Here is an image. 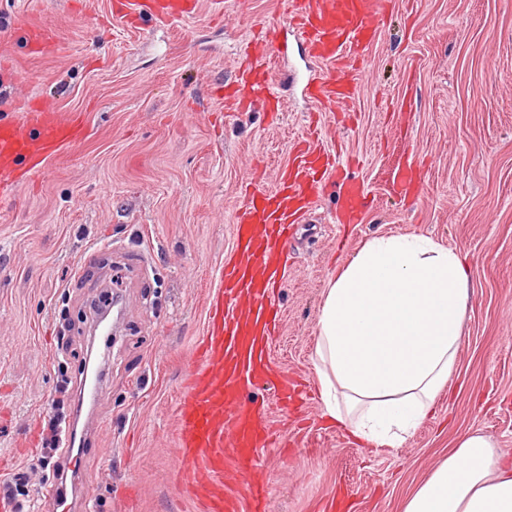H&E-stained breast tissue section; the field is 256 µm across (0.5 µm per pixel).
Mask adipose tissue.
Masks as SVG:
<instances>
[{
    "mask_svg": "<svg viewBox=\"0 0 512 512\" xmlns=\"http://www.w3.org/2000/svg\"><path fill=\"white\" fill-rule=\"evenodd\" d=\"M467 297L453 249L409 234L364 243L324 293L314 362L324 417L357 441L399 447L448 382ZM403 512H512V467L484 436L463 435Z\"/></svg>",
    "mask_w": 512,
    "mask_h": 512,
    "instance_id": "1",
    "label": "adipose tissue"
}]
</instances>
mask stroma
Wrapping results in <instances>:
<instances>
[{
    "mask_svg": "<svg viewBox=\"0 0 512 512\" xmlns=\"http://www.w3.org/2000/svg\"><path fill=\"white\" fill-rule=\"evenodd\" d=\"M112 3L0 0V119L46 100L86 129L0 204V481L31 468L17 448H41L91 356L104 382L86 425L85 512H193L170 480L176 405L215 271L233 254L246 186L275 189L314 131L371 207L362 223H337L330 188L295 228L271 357L311 397L286 415L268 402L288 443L287 456H262L268 512H318L339 492L357 512H403L469 432L512 465V0H391L349 106L325 109L284 83L280 112L227 109L212 87L254 35L288 23L290 0H229L221 14L200 0L193 17L133 27ZM27 25L55 29L59 49L32 53ZM405 162L418 195L390 188ZM388 234L455 250L469 277L448 385L389 453L324 422L314 368L328 280Z\"/></svg>",
    "mask_w": 512,
    "mask_h": 512,
    "instance_id": "obj_1",
    "label": "stroma"
}]
</instances>
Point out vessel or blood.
<instances>
[{"instance_id":"1","label":"vessel or blood","mask_w":512,"mask_h":512,"mask_svg":"<svg viewBox=\"0 0 512 512\" xmlns=\"http://www.w3.org/2000/svg\"><path fill=\"white\" fill-rule=\"evenodd\" d=\"M389 0H293L289 30L317 66L301 81L314 102L346 106L355 91L354 71L373 41ZM197 0H118L116 14L136 22L145 15L170 22L194 14ZM288 48L280 30L267 28L250 47L237 82L225 88L227 105L278 112L271 96L275 68ZM327 65L320 73L318 65ZM80 114L31 107L0 120V200L10 199L20 181L38 174L62 149L83 136ZM322 157L312 146L297 150L283 168L274 191L251 188L236 215L234 254L217 269L202 336L194 349L176 408L174 472L195 512H266L265 450L276 448V432L266 415V395L288 407L303 397L301 384L272 370L269 349L279 334V289L288 270L289 229L321 187ZM343 223H360L369 193L350 178L338 186ZM76 424H67L60 445L62 468L45 493L61 512H71L68 480L84 475Z\"/></svg>"}]
</instances>
